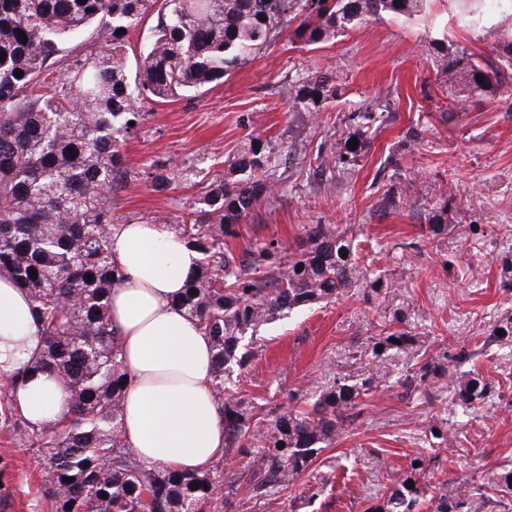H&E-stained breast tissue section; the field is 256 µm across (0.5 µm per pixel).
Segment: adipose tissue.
<instances>
[{"label":"adipose tissue","instance_id":"adipose-tissue-1","mask_svg":"<svg viewBox=\"0 0 512 512\" xmlns=\"http://www.w3.org/2000/svg\"><path fill=\"white\" fill-rule=\"evenodd\" d=\"M108 244L124 274L111 305L126 372L121 441L148 465L211 469L224 455L211 340L179 307L199 255L165 225L149 221L111 225ZM42 349V327L28 297L0 276V375L21 370ZM11 402L37 428L68 416L64 390L43 376L18 387Z\"/></svg>","mask_w":512,"mask_h":512}]
</instances>
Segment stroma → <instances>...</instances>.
Instances as JSON below:
<instances>
[{
    "instance_id": "obj_1",
    "label": "stroma",
    "mask_w": 512,
    "mask_h": 512,
    "mask_svg": "<svg viewBox=\"0 0 512 512\" xmlns=\"http://www.w3.org/2000/svg\"><path fill=\"white\" fill-rule=\"evenodd\" d=\"M466 9L479 14V26L458 25L456 16ZM499 37L512 38V16L497 11L493 0H428L413 19L387 16L311 46L284 33L222 83L142 105L138 131L121 144L128 173L112 194V221L181 223L189 198L204 193L215 176L231 175L251 136L294 143L297 153L278 160L284 188L225 239V252L243 256L255 240L286 246L309 225L333 224L356 235L370 271L404 296L406 325L427 350L487 335L512 311V281L501 272L503 258H512V79L491 93L453 97L439 80L430 42L486 63L496 57ZM320 70L333 75L338 97L315 118L289 111L282 92L288 73ZM371 99L381 100L384 111L360 165L318 182L315 157L343 144L351 131L346 115ZM412 131L421 139L414 151L406 146ZM155 161L190 174L191 188L155 190L144 177ZM443 203L447 234L423 238L421 224ZM377 308L359 293L261 325L249 344L250 364L226 381L227 390L267 410L327 384L348 372L352 355L378 334ZM414 354L410 348L384 358L385 383L316 459V473L333 475L331 488L302 512H364L411 454L429 450L430 430L443 422L454 435L440 457L445 478L467 480L512 463V407L504 402L470 415L444 391L430 404L421 395L400 398L397 380ZM0 459L8 463L5 484L18 512H51L39 459L1 418Z\"/></svg>"
}]
</instances>
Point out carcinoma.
<instances>
[{
    "mask_svg": "<svg viewBox=\"0 0 512 512\" xmlns=\"http://www.w3.org/2000/svg\"><path fill=\"white\" fill-rule=\"evenodd\" d=\"M153 6L154 0H0V54H6L0 60V275L27 293L44 335L41 357L17 372L12 383L35 374L53 377L66 388L70 403L65 421L37 430L17 420L14 431L43 465L54 512H211L221 483L226 503L242 489L256 501L271 497L307 474L319 451L363 415L366 398L385 381L378 361L417 343L405 326V304L397 302L383 308L380 333L353 356L362 372L313 390L308 407L282 403L261 423L255 409L226 390L224 377L251 361L246 339L255 327L335 300L363 277L356 237L333 224L306 228L285 261L277 246L266 242L252 243L244 263L224 255V238L236 236V226L273 186L268 176L278 146L254 137L234 162L238 178L215 179L206 194L189 200L187 223L174 228L200 254L180 308L211 338L224 456L242 455L252 462L240 473L224 470L220 461L207 472L185 473L147 466L122 444L125 372L110 318L112 290L122 273L112 265L101 228L112 224V192L126 169L120 144L143 120V101L166 103L224 80L291 24L295 36L317 44L386 15L412 18L424 3L164 0L132 80L125 31ZM96 20L109 24L101 49L63 60L59 75H51L58 44ZM496 52V64L485 67L464 50L446 58L442 80L461 93L459 75L465 72L470 89L493 90L512 73V41L499 42ZM18 70L23 76H15ZM284 91L292 111L311 116L337 95L334 79L324 73L290 76ZM381 118L379 105L372 102L350 113L347 120L358 127L357 149L317 155L315 172L323 176L358 165L367 133ZM144 176L161 190L189 180L159 162L151 163ZM485 343H512V315L492 327ZM474 357L476 352L464 344L452 354L415 363L399 380L402 397L427 393L448 376V362L462 365ZM448 387L451 403L464 412L504 397L502 385L477 372ZM438 464L437 454L411 457L393 487L367 512H423L425 507L429 512H484L512 500V467L450 489L447 479H435ZM409 481L414 488L407 487Z\"/></svg>",
    "mask_w": 512,
    "mask_h": 512,
    "instance_id": "obj_1",
    "label": "carcinoma"
}]
</instances>
